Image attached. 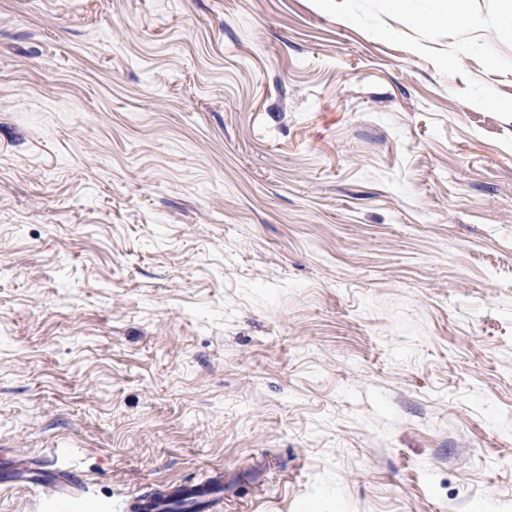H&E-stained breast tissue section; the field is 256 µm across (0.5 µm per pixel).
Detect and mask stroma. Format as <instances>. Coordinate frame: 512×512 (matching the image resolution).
<instances>
[{
  "instance_id": "obj_1",
  "label": "stroma",
  "mask_w": 512,
  "mask_h": 512,
  "mask_svg": "<svg viewBox=\"0 0 512 512\" xmlns=\"http://www.w3.org/2000/svg\"><path fill=\"white\" fill-rule=\"evenodd\" d=\"M0 0V448L74 512H512V26ZM222 474L221 470L208 469L202 477L193 483L175 484L169 486V488L181 489L182 493L189 495L193 499L211 503L206 512H221L224 509V498H222L221 494H207L205 490L212 480ZM43 502H50L53 507L61 500L81 498L88 492V482L76 475L62 474L51 481L38 483Z\"/></svg>"
}]
</instances>
